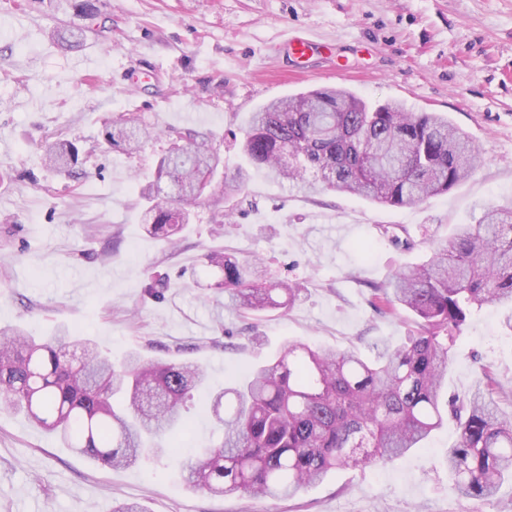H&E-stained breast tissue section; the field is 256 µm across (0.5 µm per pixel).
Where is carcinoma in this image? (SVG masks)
Returning <instances> with one entry per match:
<instances>
[{
	"mask_svg": "<svg viewBox=\"0 0 512 512\" xmlns=\"http://www.w3.org/2000/svg\"><path fill=\"white\" fill-rule=\"evenodd\" d=\"M65 2L84 19L98 17L92 0ZM140 135L131 117L106 122L111 145L135 149ZM243 153L254 168L301 191L330 189L400 207L448 192L479 162L468 135L448 118L395 102L370 107L337 88L257 108ZM45 158L70 170L79 148L58 139ZM219 163L198 133L172 144L142 192L151 236L170 241L188 223ZM202 273L198 285L226 294L239 310H287L301 292L267 276L262 261L233 260L221 250L203 255ZM376 292L389 309L413 316L410 335L371 359L290 341L276 359L216 391L209 411L219 439L178 460L189 489L290 499L333 470L385 465L422 447L442 424L444 405L458 426L447 463L461 497L487 500L512 480V415L498 402L504 386L489 377L469 397L441 403L450 353L472 310L512 306V201L485 208L426 263L399 268ZM207 380L198 365L137 352L114 363L97 343L65 330L47 339L0 330V405L112 469L173 455L157 439L175 430L181 408Z\"/></svg>",
	"mask_w": 512,
	"mask_h": 512,
	"instance_id": "obj_1",
	"label": "carcinoma"
}]
</instances>
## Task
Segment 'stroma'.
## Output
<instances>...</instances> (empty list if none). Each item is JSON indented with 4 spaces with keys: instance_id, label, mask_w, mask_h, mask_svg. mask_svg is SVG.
<instances>
[{
    "instance_id": "stroma-1",
    "label": "stroma",
    "mask_w": 512,
    "mask_h": 512,
    "mask_svg": "<svg viewBox=\"0 0 512 512\" xmlns=\"http://www.w3.org/2000/svg\"><path fill=\"white\" fill-rule=\"evenodd\" d=\"M78 21L60 0H0V329H57L113 358L195 363L209 389L275 357L292 340L315 347L398 344L411 318L373 306L404 264L491 204L512 200V0H99ZM83 24L79 47L56 30ZM321 41L296 58L285 30ZM343 87L367 104L442 112L480 156L450 191L403 207L324 191L304 196L250 172L240 150L251 112L281 97ZM134 114L149 131L139 150L101 148L103 119ZM206 134L222 163L176 246L150 236L141 190L168 150V131ZM82 150L75 174L48 168L51 134ZM404 239L395 247L388 236ZM258 258L301 294L288 311L240 313L194 284L203 254ZM163 278L164 299L144 293ZM512 309L472 313L448 368L463 398L492 370L512 409ZM186 404L177 454L216 431ZM445 420L424 447L373 469L333 471L296 497H214L188 489L164 458L113 470L68 448L25 414L0 409V512H112L137 499L149 512H512V482L490 500L460 499L444 466L456 442Z\"/></svg>"
}]
</instances>
